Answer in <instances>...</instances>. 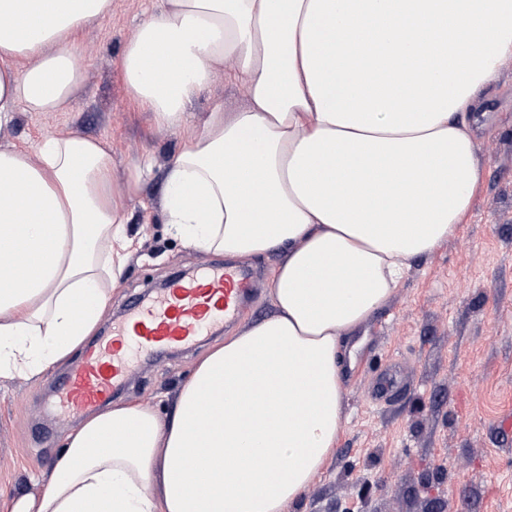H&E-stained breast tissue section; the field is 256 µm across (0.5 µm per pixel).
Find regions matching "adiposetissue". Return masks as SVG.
Segmentation results:
<instances>
[{"instance_id":"adipose-tissue-1","label":"adipose tissue","mask_w":512,"mask_h":512,"mask_svg":"<svg viewBox=\"0 0 512 512\" xmlns=\"http://www.w3.org/2000/svg\"><path fill=\"white\" fill-rule=\"evenodd\" d=\"M112 0H0V126L67 109L78 37ZM26 67H18V60ZM512 60V0H164L125 45L131 99L182 130L168 232L278 254L273 313L212 348L166 412L128 401L66 436L10 512H288L336 452L344 378L412 260L454 236L485 165L471 134ZM246 102L195 122L218 69ZM108 146L0 147V377L41 376L99 324L139 242Z\"/></svg>"}]
</instances>
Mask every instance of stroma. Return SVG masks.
Returning a JSON list of instances; mask_svg holds the SVG:
<instances>
[{"mask_svg":"<svg viewBox=\"0 0 512 512\" xmlns=\"http://www.w3.org/2000/svg\"><path fill=\"white\" fill-rule=\"evenodd\" d=\"M163 0H112L111 14L85 32L83 79L63 112L17 107L0 127V145L33 151L45 136L104 140L112 182L122 188L143 160L153 166L129 201V227L140 247L96 330L105 335L138 294L200 264L224 262L172 238L162 219L160 173L181 144L177 129L158 127L130 98L121 52L144 14ZM240 84L216 75L190 106L203 119L216 106L236 111ZM475 126L483 182L467 224L432 254L414 259L388 306L366 326L368 343L345 382L344 431L336 452L288 512H512V62L484 96ZM278 254L250 260L257 279L251 303L227 327L172 355L141 360L123 401L163 410L196 362L244 325L272 311ZM83 356L35 379H0V512L38 491L74 419L51 413L54 380ZM407 368L408 387L385 407L368 397V380L393 363Z\"/></svg>","mask_w":512,"mask_h":512,"instance_id":"35a3bbf8","label":"stroma"}]
</instances>
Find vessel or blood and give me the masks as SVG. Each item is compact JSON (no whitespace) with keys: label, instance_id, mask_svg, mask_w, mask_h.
<instances>
[{"label":"vessel or blood","instance_id":"1","mask_svg":"<svg viewBox=\"0 0 512 512\" xmlns=\"http://www.w3.org/2000/svg\"><path fill=\"white\" fill-rule=\"evenodd\" d=\"M245 265L199 267L152 298L130 305L112 333L94 343L56 385L55 406L77 416L107 403L132 368L130 352L151 356L194 344L219 323L234 320L252 296Z\"/></svg>","mask_w":512,"mask_h":512}]
</instances>
